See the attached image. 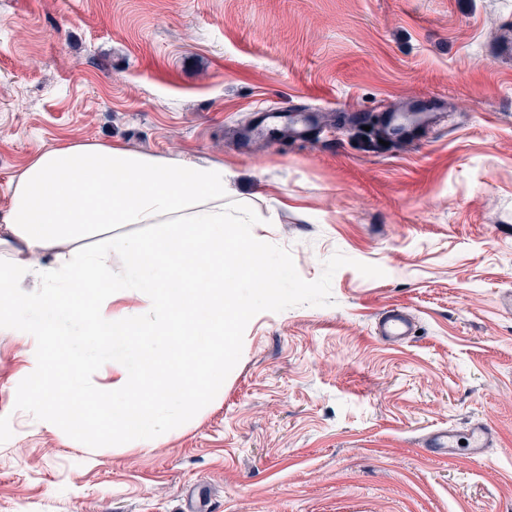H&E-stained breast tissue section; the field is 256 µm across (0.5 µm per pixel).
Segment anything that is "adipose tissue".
<instances>
[{"label":"adipose tissue","mask_w":512,"mask_h":512,"mask_svg":"<svg viewBox=\"0 0 512 512\" xmlns=\"http://www.w3.org/2000/svg\"><path fill=\"white\" fill-rule=\"evenodd\" d=\"M223 164H196L97 142L73 141L39 150L10 186L0 214V288L34 279L27 337L54 333L56 321L86 325L100 341L149 334L167 355L140 353L130 400L104 394L86 401L81 364L63 385L33 368V390L49 422L81 407L110 432L155 431L154 403L179 395L182 408L217 383L224 335L251 311L229 285L267 282L268 259L254 253L246 230L224 220ZM120 224L155 226L150 235L117 232ZM122 251L125 287L137 305L105 316L116 286L112 252Z\"/></svg>","instance_id":"1"}]
</instances>
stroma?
Returning <instances> with one entry per match:
<instances>
[{"label":"stroma","mask_w":512,"mask_h":512,"mask_svg":"<svg viewBox=\"0 0 512 512\" xmlns=\"http://www.w3.org/2000/svg\"><path fill=\"white\" fill-rule=\"evenodd\" d=\"M512 0H0V214L37 151L112 143L224 164L275 292L255 297L214 392L160 433L47 424L0 292V512H512ZM436 124L382 145L373 105ZM281 106L274 137L258 106ZM307 112V139L286 130ZM371 117L369 129L354 122ZM405 309L418 336L374 334ZM89 395L137 375L145 336L57 324ZM484 421L489 460L429 454Z\"/></svg>","instance_id":"stroma-1"}]
</instances>
